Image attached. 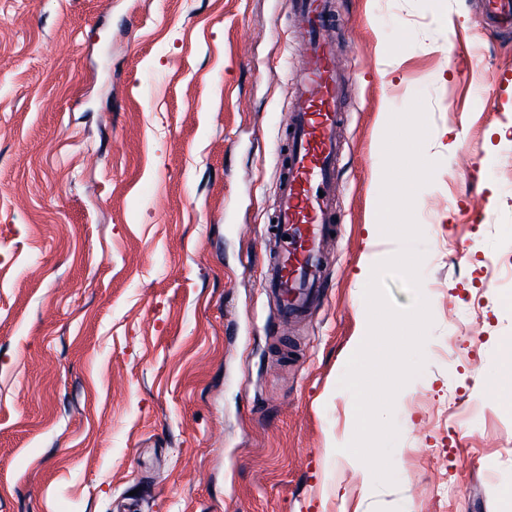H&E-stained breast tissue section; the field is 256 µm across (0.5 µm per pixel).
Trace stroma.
<instances>
[{
  "label": "stroma",
  "instance_id": "35a3bbf8",
  "mask_svg": "<svg viewBox=\"0 0 512 512\" xmlns=\"http://www.w3.org/2000/svg\"><path fill=\"white\" fill-rule=\"evenodd\" d=\"M351 74L327 299L260 285L300 74L286 0H0V512H512V33L482 0H337ZM423 97L424 367L396 482L346 459L355 274Z\"/></svg>",
  "mask_w": 512,
  "mask_h": 512
}]
</instances>
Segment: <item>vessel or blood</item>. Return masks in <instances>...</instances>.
<instances>
[{
	"label": "vessel or blood",
	"mask_w": 512,
	"mask_h": 512,
	"mask_svg": "<svg viewBox=\"0 0 512 512\" xmlns=\"http://www.w3.org/2000/svg\"><path fill=\"white\" fill-rule=\"evenodd\" d=\"M489 19L512 32V0H484ZM301 21V74L286 117L288 166L278 178V236L264 288L280 323L300 319L324 288L322 242L336 229L334 195L346 114L344 79L336 68L333 0H288Z\"/></svg>",
	"instance_id": "vessel-or-blood-1"
}]
</instances>
